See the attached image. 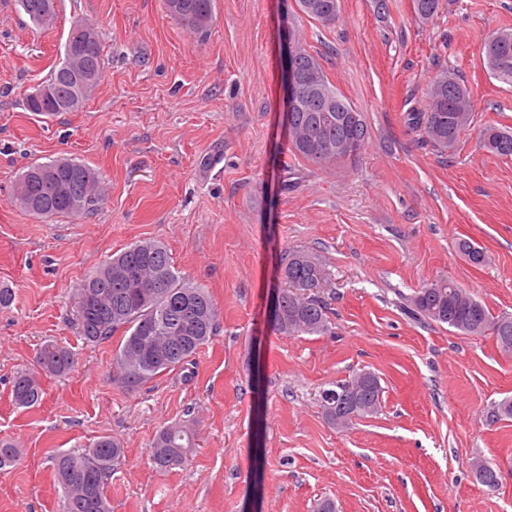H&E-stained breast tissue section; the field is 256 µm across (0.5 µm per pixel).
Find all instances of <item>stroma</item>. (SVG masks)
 Segmentation results:
<instances>
[{
    "label": "stroma",
    "instance_id": "35a3bbf8",
    "mask_svg": "<svg viewBox=\"0 0 512 512\" xmlns=\"http://www.w3.org/2000/svg\"><path fill=\"white\" fill-rule=\"evenodd\" d=\"M322 26L293 0H215L188 33L163 0H58L48 29L0 0V437L24 454L0 470V512H60L51 455L102 435L125 458L112 512H512V354L408 314L402 298L446 276L493 315L512 314V157L482 149L484 128L512 129V85L490 77L484 41L512 29V0H442L420 22L412 0H339ZM97 26L104 65L77 112L46 121L25 98L64 56L71 27ZM318 55L363 113L366 145L318 167L288 150L281 44ZM458 72L472 121L453 154L437 153L404 116L433 74ZM68 157L95 169L106 199L91 213L40 219L13 185L27 166ZM161 241L176 271L203 284L218 329L186 366L136 390L113 380L117 339L83 343L73 323L86 276L139 240ZM486 255L471 263L460 240ZM312 255L335 323L286 336L268 315L289 250ZM76 352L74 372L43 378L40 406L9 395L42 345ZM362 370L382 408L346 431L321 393ZM189 426L187 462L156 469L157 431ZM499 468L480 483L477 462Z\"/></svg>",
    "mask_w": 512,
    "mask_h": 512
}]
</instances>
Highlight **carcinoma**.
Listing matches in <instances>:
<instances>
[{"instance_id":"obj_1","label":"carcinoma","mask_w":512,"mask_h":512,"mask_svg":"<svg viewBox=\"0 0 512 512\" xmlns=\"http://www.w3.org/2000/svg\"><path fill=\"white\" fill-rule=\"evenodd\" d=\"M21 11L36 26H47L56 17V0H17ZM298 10L323 26L334 24L338 0H295ZM168 12L188 31L203 32L210 25L214 0H165ZM441 0H414L419 21L433 19ZM89 44L91 65L83 73L86 86L74 91L70 71L77 62L64 57L42 82L49 95L26 98V108L41 115L56 116L77 112L97 87L102 68L99 31L92 28ZM296 76L306 85L320 88L323 95L306 97L291 114V153L317 166L352 161L354 157L336 153V142L356 135L357 150L367 139L366 122L354 132L336 121L332 108H356L337 90L324 72L318 57L304 46H294ZM489 74L512 84V31L488 38L482 48ZM469 92L459 75L446 69L435 72L419 112L408 120L439 153L455 150L460 134L470 125ZM482 148L497 156H512V130L486 127ZM14 197L24 210L38 218L59 214L79 215L94 211L103 201L98 174L88 165L71 158L34 163L17 180ZM458 249L471 263L480 264L484 252L469 240ZM282 269L291 280L314 279L322 270L311 255L294 250L286 256ZM92 302L85 317L76 318L79 336L86 343H98L118 334L121 347L114 357L115 381L135 390L156 375L179 367L208 343L217 326V310L207 288L185 280L174 271L166 246L158 241L140 240L96 269L80 288L77 306ZM405 307L415 317L446 324L463 334L494 337L498 348L512 353V315L493 316L488 308L455 281L444 277L426 284L406 299ZM274 329L284 335L325 334L331 329L326 304L319 295L300 297L283 291ZM37 364L50 374H67L75 364V353L65 346L41 347ZM361 389L363 407L357 418L379 412L383 387L379 377L361 371L338 381L330 389L337 400L322 405L328 423L336 424V411L350 394ZM43 388L36 372L22 369L13 377L11 397L18 407H37ZM193 448L189 429L183 425L162 428L151 446V458L161 469L183 465ZM124 449L110 436H101L85 448L72 449L53 459L52 472L61 489L62 512H112L107 486L121 465ZM21 449L7 437L0 438V470L16 467Z\"/></svg>"}]
</instances>
